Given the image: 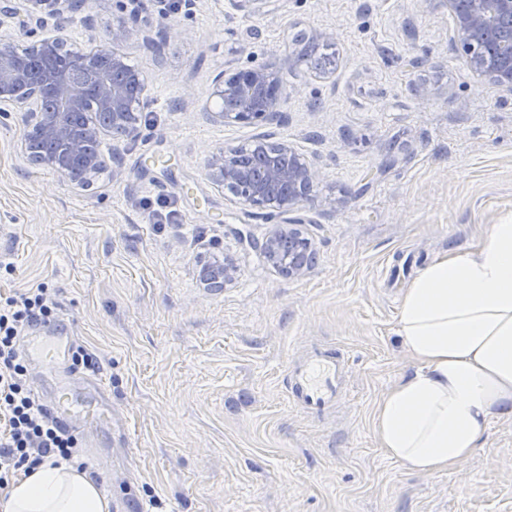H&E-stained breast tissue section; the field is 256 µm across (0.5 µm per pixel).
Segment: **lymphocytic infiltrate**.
Instances as JSON below:
<instances>
[{"mask_svg":"<svg viewBox=\"0 0 512 512\" xmlns=\"http://www.w3.org/2000/svg\"><path fill=\"white\" fill-rule=\"evenodd\" d=\"M55 306L43 287L15 292L0 303V487L44 462L73 460L78 446L28 387L19 351L24 329L48 319Z\"/></svg>","mask_w":512,"mask_h":512,"instance_id":"obj_1","label":"lymphocytic infiltrate"}]
</instances>
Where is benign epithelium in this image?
<instances>
[{
    "mask_svg": "<svg viewBox=\"0 0 512 512\" xmlns=\"http://www.w3.org/2000/svg\"><path fill=\"white\" fill-rule=\"evenodd\" d=\"M448 9L455 20V38L464 52L466 64L476 74L492 78L512 93V34L499 39L493 59H488L482 49L494 22L512 24V0H448ZM22 54L67 58L75 66H91L98 56L67 49V39L59 29L24 45L15 43L11 36H0V103L16 105L10 97L11 89L19 84L28 88L27 100L22 105L21 145H26L32 135L40 137L51 149L38 163L70 183L75 182L71 173L74 163L79 164L85 178L97 175L106 161L99 155L88 154L85 146L88 139L105 132V126L89 124L80 129L74 125L73 115L83 111L91 101L97 111L112 114V126L134 137L139 132V114L151 105L145 79L129 67L124 54L114 47L91 100L85 87L73 81L67 70L30 81L17 63ZM285 95L286 89L278 73L264 65L222 73L212 87V96L224 103V109L215 113V117L224 123L276 120ZM264 147L279 155L294 156L296 161L287 167L272 165L250 174L239 162L237 150L218 149L207 158V173L215 184L231 190L242 203L280 218L262 243L261 254L278 272L289 277L303 276L311 268L313 243L301 230L306 221L299 210L304 195L318 181V170L285 143H266ZM237 273L235 263L226 258L224 264L216 268L203 266L200 275L208 284L226 287L235 281Z\"/></svg>",
    "mask_w": 512,
    "mask_h": 512,
    "instance_id": "benign-epithelium-1",
    "label": "benign epithelium"
}]
</instances>
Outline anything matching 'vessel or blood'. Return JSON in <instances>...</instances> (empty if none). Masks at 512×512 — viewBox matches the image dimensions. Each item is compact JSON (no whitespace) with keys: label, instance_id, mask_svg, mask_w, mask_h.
<instances>
[{"label":"vessel or blood","instance_id":"b4317fda","mask_svg":"<svg viewBox=\"0 0 512 512\" xmlns=\"http://www.w3.org/2000/svg\"><path fill=\"white\" fill-rule=\"evenodd\" d=\"M74 346L66 329L36 325L27 330L20 344L23 360L48 368L40 389L49 400L48 408L59 425L71 431L76 426L89 429L107 425L112 413L99 395L84 392L90 381L87 371L72 369L68 363ZM347 363L333 350L316 348L291 362L286 379L289 393L298 406L310 414H319L335 405Z\"/></svg>","mask_w":512,"mask_h":512}]
</instances>
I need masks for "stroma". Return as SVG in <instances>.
Returning a JSON list of instances; mask_svg holds the SVG:
<instances>
[{
    "label": "stroma",
    "mask_w": 512,
    "mask_h": 512,
    "mask_svg": "<svg viewBox=\"0 0 512 512\" xmlns=\"http://www.w3.org/2000/svg\"><path fill=\"white\" fill-rule=\"evenodd\" d=\"M15 7L0 0V29L18 42L59 27L83 51L116 44L126 20L116 45L153 100L136 137L101 134L108 167L87 187L33 164L20 113H0V298L51 289L96 361L115 432L80 433V452L110 476L112 512H512V421L432 474L386 457L374 427L414 368L398 265L420 270L512 216V93L465 65L446 0H70L54 19ZM299 32L335 50L326 75L298 60ZM261 65L286 85L280 120L214 121V77ZM259 139L320 171L301 210L316 261L299 278L259 251L273 219L204 167ZM164 208L169 222H146ZM227 256L235 282L206 287L200 266ZM316 347L348 361L319 418L283 382Z\"/></svg>",
    "instance_id": "obj_1"
}]
</instances>
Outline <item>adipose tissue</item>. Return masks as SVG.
Here are the masks:
<instances>
[{
	"label": "adipose tissue",
	"mask_w": 512,
	"mask_h": 512,
	"mask_svg": "<svg viewBox=\"0 0 512 512\" xmlns=\"http://www.w3.org/2000/svg\"><path fill=\"white\" fill-rule=\"evenodd\" d=\"M397 333L414 369L385 394L375 432L386 456L431 474L462 465L488 426L512 419V218L425 265L405 289ZM75 465L43 464L0 491V512H111Z\"/></svg>",
	"instance_id": "ef3b65f1"
}]
</instances>
